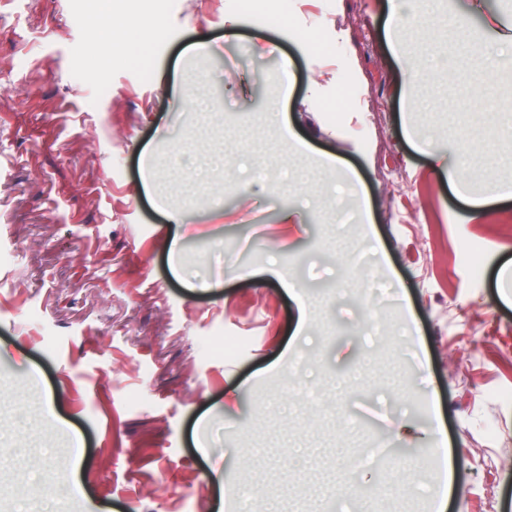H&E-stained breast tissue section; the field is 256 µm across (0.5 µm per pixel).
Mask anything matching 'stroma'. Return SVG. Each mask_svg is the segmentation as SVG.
<instances>
[{"mask_svg":"<svg viewBox=\"0 0 512 512\" xmlns=\"http://www.w3.org/2000/svg\"><path fill=\"white\" fill-rule=\"evenodd\" d=\"M287 2L0 0V512H512V0ZM419 150L428 154L434 161L435 164L438 165V168L441 169L448 178V184L452 186L460 197L464 199H469V195L462 191L465 183V168L467 157L470 153V143L466 135L458 138L454 155H457V158L454 162H448V165L441 155H439L431 146H417Z\"/></svg>","mask_w":512,"mask_h":512,"instance_id":"1","label":"stroma"}]
</instances>
